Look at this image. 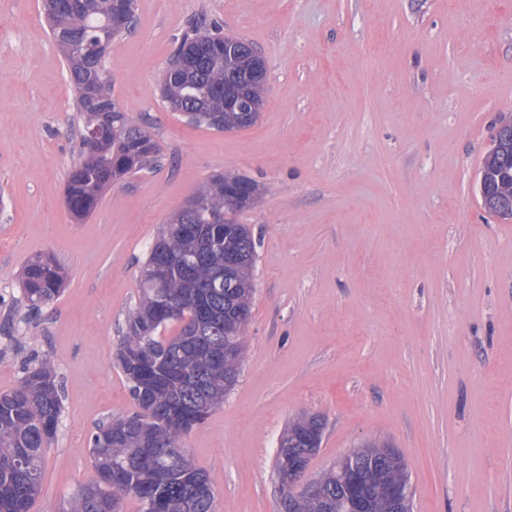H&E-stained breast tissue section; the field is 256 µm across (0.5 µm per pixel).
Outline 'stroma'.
I'll return each mask as SVG.
<instances>
[{
  "mask_svg": "<svg viewBox=\"0 0 512 512\" xmlns=\"http://www.w3.org/2000/svg\"><path fill=\"white\" fill-rule=\"evenodd\" d=\"M246 39L268 79L258 121L188 124L160 76L192 28ZM112 95L161 161L79 221L65 201L74 90L41 0H0V392L50 361L62 413L31 512L95 476L88 440L139 411L117 351L160 230L210 176L253 181L245 360L183 439L217 512H277L289 421L319 416L309 483L367 439L405 460L413 512H512V221L476 174L512 113V0H137L107 57ZM64 291L31 310L27 261Z\"/></svg>",
  "mask_w": 512,
  "mask_h": 512,
  "instance_id": "obj_1",
  "label": "stroma"
}]
</instances>
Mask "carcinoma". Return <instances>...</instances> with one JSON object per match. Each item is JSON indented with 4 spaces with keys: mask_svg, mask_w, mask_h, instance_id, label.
Listing matches in <instances>:
<instances>
[{
    "mask_svg": "<svg viewBox=\"0 0 512 512\" xmlns=\"http://www.w3.org/2000/svg\"><path fill=\"white\" fill-rule=\"evenodd\" d=\"M56 12L51 33L75 90L79 114L78 162L69 172V211L87 217L101 190L118 176L135 174L160 161L159 149L140 120L113 110L107 125L92 142L84 140L98 113L90 98L114 102L111 78L90 68L101 38L114 42L130 31L131 0H49ZM174 53L187 66L163 74L162 95L189 123L219 131L242 130L256 123L257 112H237L224 98L234 73L249 66L247 53L230 58L224 38L193 30ZM490 197L512 198V140L487 163ZM254 184L232 174L210 178L195 194L196 208L187 223L166 225L150 248L139 280L140 297L129 315L117 361L141 412L109 421L90 436L89 450L96 478L73 497L70 512H124L127 501L138 512H216L215 494L202 496L199 482L211 484L207 472L183 463L182 440L199 422L198 408L211 413L236 385L244 358L243 335L252 316V269L240 271L230 293L213 287L224 269V256L257 254L246 224L224 225V200L248 196ZM167 266L164 279L154 268ZM64 278L56 260L41 256L23 272L28 307L36 309L57 298ZM246 310L238 316L236 308ZM178 328L162 335L169 325ZM237 354L224 360V350ZM62 399L50 361L26 369L17 388L0 392V512H30L42 482V454L54 440ZM321 420L300 416L288 424L281 443L315 454L323 432ZM329 495L305 505V512H349L345 495L336 490V473H327Z\"/></svg>",
    "mask_w": 512,
    "mask_h": 512,
    "instance_id": "carcinoma-1",
    "label": "carcinoma"
}]
</instances>
